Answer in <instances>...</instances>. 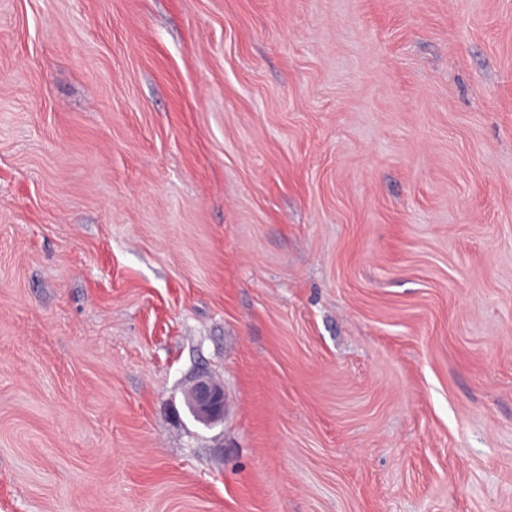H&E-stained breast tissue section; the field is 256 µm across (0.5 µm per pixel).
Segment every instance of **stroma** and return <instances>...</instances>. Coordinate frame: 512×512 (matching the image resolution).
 <instances>
[{
  "instance_id": "1",
  "label": "stroma",
  "mask_w": 512,
  "mask_h": 512,
  "mask_svg": "<svg viewBox=\"0 0 512 512\" xmlns=\"http://www.w3.org/2000/svg\"><path fill=\"white\" fill-rule=\"evenodd\" d=\"M0 512H512V0H0ZM187 403L194 416L206 423L224 419V387L200 376L187 395Z\"/></svg>"
}]
</instances>
